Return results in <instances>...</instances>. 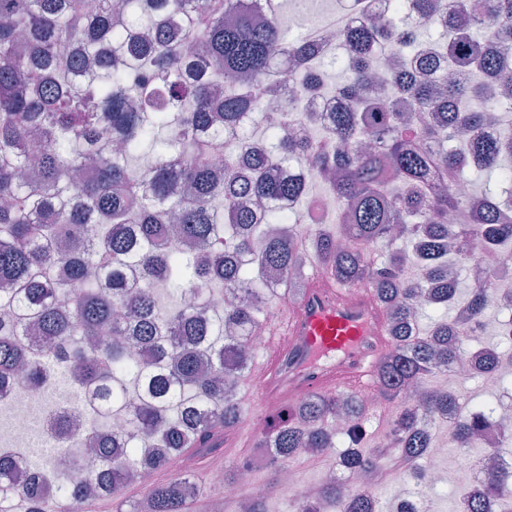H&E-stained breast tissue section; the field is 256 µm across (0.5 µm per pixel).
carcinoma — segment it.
I'll use <instances>...</instances> for the list:
<instances>
[{"label": "carcinoma", "instance_id": "1", "mask_svg": "<svg viewBox=\"0 0 512 512\" xmlns=\"http://www.w3.org/2000/svg\"><path fill=\"white\" fill-rule=\"evenodd\" d=\"M420 18L444 15L436 40L365 17L340 34L349 58L347 100L324 124L304 113L306 132L288 133L305 93H325L321 42L285 33L282 6L255 19L232 0H0V395L24 371L28 385L61 369L79 388L84 415L49 421L65 464L52 481L31 478L20 490L27 512H69L73 497H108L123 512L122 492L140 472L204 460L243 419V380L256 356L251 336L264 322L262 301L279 289L301 291L294 276L302 255L328 282L373 292L389 347L374 357L371 377L395 404L385 441L364 446L368 406L357 391H319L265 417L254 444L291 464L305 448L345 447L349 472L397 475L420 470L436 424L454 419L459 448L477 444L485 407L465 408L458 395L432 388L450 363L490 375L505 359L481 344L494 279H473L466 329L453 319L421 333L420 314L455 303L458 267L477 260L506 264L512 251V139L484 137L485 103L512 112V91L492 78L512 69V0H410ZM489 28V44L459 22ZM384 43L410 58L372 89L375 49ZM455 77L429 78L440 64ZM289 78L300 94L268 112L267 96ZM231 140L228 158L224 139ZM142 153L155 165L138 170ZM292 164L309 179L274 178ZM496 172L494 185L461 197L465 170ZM336 200L335 217L303 240L286 225L303 221L311 183ZM290 201L294 211L281 215ZM464 220L448 224V216ZM190 238L197 248L177 245ZM387 248L383 261L370 250ZM278 287L268 285L269 275ZM181 289L180 304L157 309V291ZM224 293L216 307L199 293ZM478 344L469 351L463 340ZM152 350L139 363L131 345ZM138 390L125 425L90 433L99 417L123 404L124 378ZM91 440L94 468L77 475L74 442ZM12 460L0 452V502L14 492ZM264 493L241 488L249 512H267ZM197 480H156L132 512H194ZM456 512H512V472H491L458 495ZM374 512L377 501L331 481L304 493L298 512L321 503Z\"/></svg>", "mask_w": 512, "mask_h": 512}]
</instances>
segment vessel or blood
<instances>
[{
  "mask_svg": "<svg viewBox=\"0 0 512 512\" xmlns=\"http://www.w3.org/2000/svg\"><path fill=\"white\" fill-rule=\"evenodd\" d=\"M376 310L370 294L349 302L340 288L317 282L304 289L296 306L283 310L269 331L267 355L250 377L255 392L264 394L276 362L288 351L305 371L300 391L345 389L353 369L370 355L369 337L379 333Z\"/></svg>",
  "mask_w": 512,
  "mask_h": 512,
  "instance_id": "b4317fda",
  "label": "vessel or blood"
}]
</instances>
